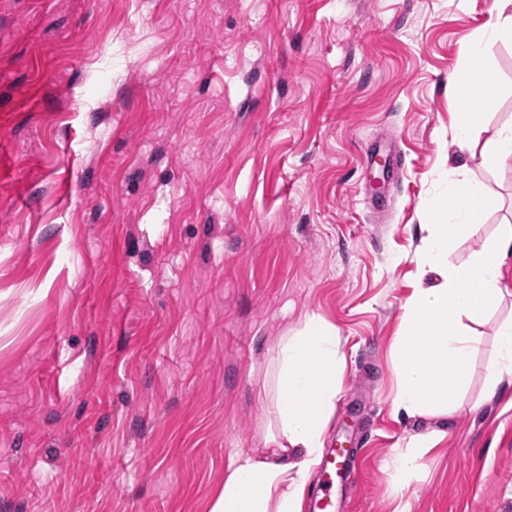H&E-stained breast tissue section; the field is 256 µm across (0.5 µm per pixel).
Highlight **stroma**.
Segmentation results:
<instances>
[{
  "instance_id": "obj_1",
  "label": "stroma",
  "mask_w": 512,
  "mask_h": 512,
  "mask_svg": "<svg viewBox=\"0 0 512 512\" xmlns=\"http://www.w3.org/2000/svg\"><path fill=\"white\" fill-rule=\"evenodd\" d=\"M491 0H0V512H210L265 446L270 362L341 337L336 512H512V386L486 315L447 425L396 415L422 202L468 166L512 221V163L452 144L459 43ZM512 121V35L490 42ZM373 141L398 182L362 165ZM444 428L408 488L394 455Z\"/></svg>"
}]
</instances>
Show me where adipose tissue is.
Wrapping results in <instances>:
<instances>
[{
    "label": "adipose tissue",
    "instance_id": "ef3b65f1",
    "mask_svg": "<svg viewBox=\"0 0 512 512\" xmlns=\"http://www.w3.org/2000/svg\"><path fill=\"white\" fill-rule=\"evenodd\" d=\"M512 29V0H493L481 32L460 41L463 64L451 77L458 119L454 141L477 148L486 164L512 161V122L488 140L480 135L498 104L497 79L485 59V44ZM440 179L451 207L426 206L428 235L414 257L419 286L402 307L404 332L396 340V413L409 419L445 417L466 384L480 342L484 316L512 295L503 267L512 257V224L466 263L449 255L485 223L498 199L485 184L452 167ZM496 358L488 367L491 388L512 384V317L495 331ZM340 339L333 325L313 315L295 335L282 337L272 359L274 429L269 449L235 454L215 490L210 512H302L306 486L316 465L342 382Z\"/></svg>",
    "mask_w": 512,
    "mask_h": 512
}]
</instances>
